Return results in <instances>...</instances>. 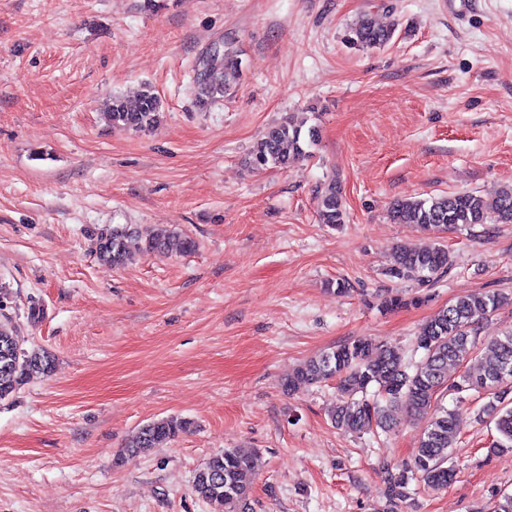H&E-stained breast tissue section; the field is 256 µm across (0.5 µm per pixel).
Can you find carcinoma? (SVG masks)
I'll return each mask as SVG.
<instances>
[{"label": "carcinoma", "instance_id": "cac0c4a2", "mask_svg": "<svg viewBox=\"0 0 512 512\" xmlns=\"http://www.w3.org/2000/svg\"><path fill=\"white\" fill-rule=\"evenodd\" d=\"M394 30L364 17L352 30L349 42L362 49L387 45ZM242 61L234 49L225 46L209 52L207 61H199L196 73L198 102L222 96L241 71ZM159 99L147 89L132 100L116 98L106 119L133 131H150L160 120ZM316 127L292 117L267 128L250 151L247 164L260 171L269 166L286 167L309 153L316 144ZM319 220L336 227L345 223L346 208L340 188L330 183L319 194ZM392 224H417L434 234L429 244L400 245L390 261L389 273L396 278H415L433 282L453 265L443 235L452 228L474 224H512V186L496 191L492 204L474 193H446L428 198L394 200L388 209ZM184 252L196 249L190 237L175 236L159 229L135 230L128 224H114L96 236L97 257L115 267L125 266L137 255H165L174 243ZM512 297L503 294L474 293L460 296L432 315L417 336V349L423 351L419 362L410 364L401 355L382 346L375 347L358 338L332 347L299 365L283 382V389L294 393L306 386L338 381L340 402L330 411L337 428L350 433L393 427V412L407 409L411 415L427 419L419 439L413 463L406 467L388 466L384 471L386 512H401L408 507V485L415 480L433 490L448 487L455 476L447 467L449 448L458 431L453 411L439 398L449 391L481 392L488 398L481 415L491 418L499 434L489 448L497 453L512 450V330L477 348L480 323ZM25 339L11 319L0 320V401L10 398L35 374L49 375L54 360L40 349L24 348ZM479 349L477 372L464 371L458 380L448 381V365H462ZM373 398H367L369 388ZM189 430L184 419L167 417L142 426L126 444L125 457L135 456L141 448H156ZM252 456L237 449L211 456L198 470L192 493L208 504L212 512H249V492L253 482ZM477 512H512V494L495 492L489 503Z\"/></svg>", "mask_w": 512, "mask_h": 512}]
</instances>
